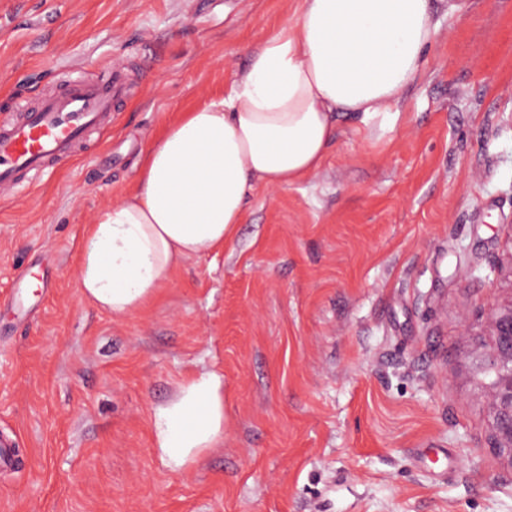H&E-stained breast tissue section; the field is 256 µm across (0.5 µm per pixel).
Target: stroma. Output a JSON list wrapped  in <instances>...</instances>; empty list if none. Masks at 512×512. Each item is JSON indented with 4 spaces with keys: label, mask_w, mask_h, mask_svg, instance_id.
I'll list each match as a JSON object with an SVG mask.
<instances>
[{
    "label": "stroma",
    "mask_w": 512,
    "mask_h": 512,
    "mask_svg": "<svg viewBox=\"0 0 512 512\" xmlns=\"http://www.w3.org/2000/svg\"><path fill=\"white\" fill-rule=\"evenodd\" d=\"M297 5L0 0V121L127 81L74 157L0 196V512H512L470 354L512 247V0L440 7L397 120L342 119L316 175L258 188L141 309L81 296L86 225ZM208 369L224 439L171 472L153 411Z\"/></svg>",
    "instance_id": "1"
}]
</instances>
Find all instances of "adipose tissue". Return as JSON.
<instances>
[{"label": "adipose tissue", "instance_id": "adipose-tissue-1", "mask_svg": "<svg viewBox=\"0 0 512 512\" xmlns=\"http://www.w3.org/2000/svg\"><path fill=\"white\" fill-rule=\"evenodd\" d=\"M437 32L431 0H299L230 91L181 113L145 152L135 186L98 213L83 238V298L132 313L183 261L230 243L257 188L315 175L340 113L394 122ZM223 438L216 372L187 377L153 412V446L171 470Z\"/></svg>", "mask_w": 512, "mask_h": 512}]
</instances>
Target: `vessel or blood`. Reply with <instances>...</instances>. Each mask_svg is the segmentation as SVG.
<instances>
[{
	"label": "vessel or blood",
	"mask_w": 512,
	"mask_h": 512,
	"mask_svg": "<svg viewBox=\"0 0 512 512\" xmlns=\"http://www.w3.org/2000/svg\"><path fill=\"white\" fill-rule=\"evenodd\" d=\"M122 89L121 75L112 73L94 85H72L37 108L0 121V190L16 188L28 175L69 156L86 131L111 111Z\"/></svg>",
	"instance_id": "obj_1"
}]
</instances>
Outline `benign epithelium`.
Listing matches in <instances>:
<instances>
[{
	"label": "benign epithelium",
	"mask_w": 512,
	"mask_h": 512,
	"mask_svg": "<svg viewBox=\"0 0 512 512\" xmlns=\"http://www.w3.org/2000/svg\"><path fill=\"white\" fill-rule=\"evenodd\" d=\"M511 244L502 259L490 267L495 279L509 282L511 293L489 308L471 356L483 383L492 447L512 468V221L503 225Z\"/></svg>",
	"instance_id": "7a95c632"
}]
</instances>
